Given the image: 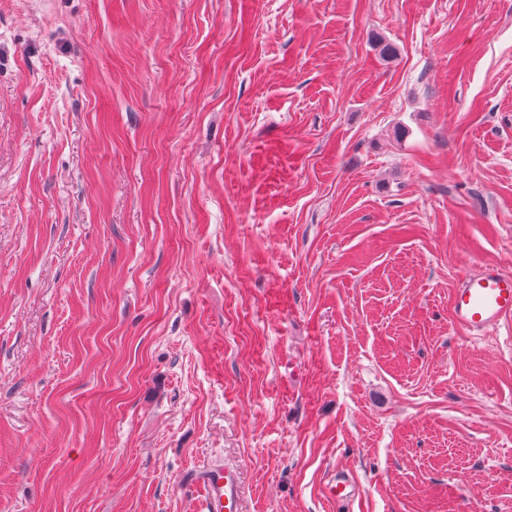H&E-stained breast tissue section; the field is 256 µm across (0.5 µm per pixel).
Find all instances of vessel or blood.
Masks as SVG:
<instances>
[{"label": "vessel or blood", "mask_w": 512, "mask_h": 512, "mask_svg": "<svg viewBox=\"0 0 512 512\" xmlns=\"http://www.w3.org/2000/svg\"><path fill=\"white\" fill-rule=\"evenodd\" d=\"M453 322L484 333L500 328L512 317V273L484 262L464 275L451 300ZM196 484L204 492L203 512H240V483L236 469L214 465L199 471Z\"/></svg>", "instance_id": "1"}]
</instances>
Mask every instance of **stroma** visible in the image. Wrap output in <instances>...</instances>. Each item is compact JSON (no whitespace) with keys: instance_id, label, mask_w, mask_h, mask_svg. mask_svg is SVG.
Wrapping results in <instances>:
<instances>
[{"instance_id":"obj_1","label":"stroma","mask_w":512,"mask_h":512,"mask_svg":"<svg viewBox=\"0 0 512 512\" xmlns=\"http://www.w3.org/2000/svg\"><path fill=\"white\" fill-rule=\"evenodd\" d=\"M485 261L512 0H0V512H512ZM453 322L478 334L499 329L512 317V273L483 262L464 275L451 300ZM194 482L203 489V512H240V483L235 468L214 465L204 468Z\"/></svg>"}]
</instances>
